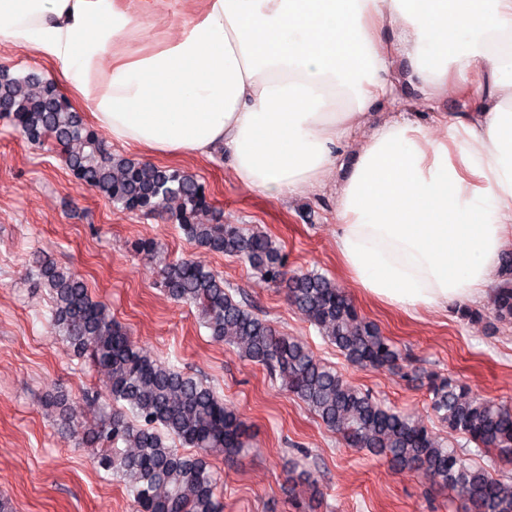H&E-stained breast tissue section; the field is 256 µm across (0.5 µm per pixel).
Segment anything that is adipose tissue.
Segmentation results:
<instances>
[{"instance_id": "obj_1", "label": "adipose tissue", "mask_w": 512, "mask_h": 512, "mask_svg": "<svg viewBox=\"0 0 512 512\" xmlns=\"http://www.w3.org/2000/svg\"><path fill=\"white\" fill-rule=\"evenodd\" d=\"M156 4L0 0V45L58 64L112 142L226 153L272 199L352 155L337 251L388 306L445 310L493 283L512 248V0H201L154 41L137 20ZM450 96L459 113L438 112ZM417 105L430 120L410 119Z\"/></svg>"}]
</instances>
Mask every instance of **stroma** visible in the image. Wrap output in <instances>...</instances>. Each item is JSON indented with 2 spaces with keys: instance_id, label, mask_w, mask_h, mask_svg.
<instances>
[{
  "instance_id": "obj_1",
  "label": "stroma",
  "mask_w": 512,
  "mask_h": 512,
  "mask_svg": "<svg viewBox=\"0 0 512 512\" xmlns=\"http://www.w3.org/2000/svg\"><path fill=\"white\" fill-rule=\"evenodd\" d=\"M156 163L196 173L225 223L259 228L281 243L289 272L335 279L360 314L402 350L403 369L351 368L288 304L283 288L261 282L236 258L197 247L165 213L113 207L74 178L57 151L28 144L0 119V498L12 512H136L125 486L62 436L44 409L55 388L78 402L97 380L88 358L68 353L51 325L48 295L27 277L37 251L80 273L92 298L107 304L140 346L202 378L246 421L249 439L234 460L210 459L222 475L224 512H300L308 495L288 492L292 461L319 480L315 512H466L420 472L394 471L384 459L349 447L261 366L213 341L196 309L170 299L131 244L150 238L168 260L189 258L222 273L281 333L303 341L376 400L427 424L449 446L467 448L478 463L483 455L431 412L424 374L457 377L477 394L512 402V325L471 322L445 310L404 313L365 296L339 261L334 183L275 201L239 186L225 155Z\"/></svg>"
}]
</instances>
